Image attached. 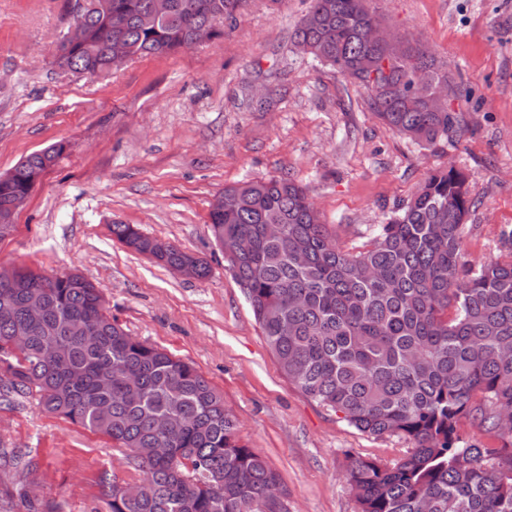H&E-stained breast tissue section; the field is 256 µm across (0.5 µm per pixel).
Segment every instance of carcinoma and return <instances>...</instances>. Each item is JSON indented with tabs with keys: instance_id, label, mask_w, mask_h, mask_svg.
I'll use <instances>...</instances> for the list:
<instances>
[{
	"instance_id": "carcinoma-1",
	"label": "carcinoma",
	"mask_w": 512,
	"mask_h": 512,
	"mask_svg": "<svg viewBox=\"0 0 512 512\" xmlns=\"http://www.w3.org/2000/svg\"><path fill=\"white\" fill-rule=\"evenodd\" d=\"M247 0H105L79 14L62 38L60 66L92 77L132 56L192 47L193 34L224 36ZM368 0H309L294 43L356 83L384 50L365 39ZM448 82L420 45L391 64L369 107L411 140L456 145L459 112L415 99V75ZM62 144L32 153L0 181V211L25 196L34 172ZM477 206L466 173L431 172L369 241L344 251L313 212L307 189L284 176L226 186L209 211L225 267L242 288L281 371L319 405L369 436L412 448L391 464L351 460L346 476L359 512H512V251L471 264L464 249ZM112 240L170 270L189 254L140 231L109 225ZM40 308L38 321L29 306ZM26 332L25 346L10 339ZM37 389L45 411L130 452L145 478L107 484L108 512H266L276 472L240 443L223 395L192 365L130 335L95 284L77 271L29 267L0 284V399ZM468 418L504 440L473 444Z\"/></svg>"
}]
</instances>
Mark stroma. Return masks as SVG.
<instances>
[{"label":"stroma","instance_id":"obj_1","mask_svg":"<svg viewBox=\"0 0 512 512\" xmlns=\"http://www.w3.org/2000/svg\"><path fill=\"white\" fill-rule=\"evenodd\" d=\"M384 26L424 45L469 129L421 146L382 122L367 93L301 52L306 0H250L224 36L128 61L106 78L61 69L66 0H0V173L67 150L0 238V264L93 281L131 335L192 364L223 395L238 436L278 474L287 512H357L349 458L393 462L409 443L362 434L279 369L208 228L225 186L287 175L306 186L343 249L367 242L427 174L455 164L479 206L467 256H498L512 229V0H371ZM115 222L204 257L188 279L113 242ZM0 512H99L104 484L141 473L122 449L45 412L33 393L0 404Z\"/></svg>","mask_w":512,"mask_h":512}]
</instances>
